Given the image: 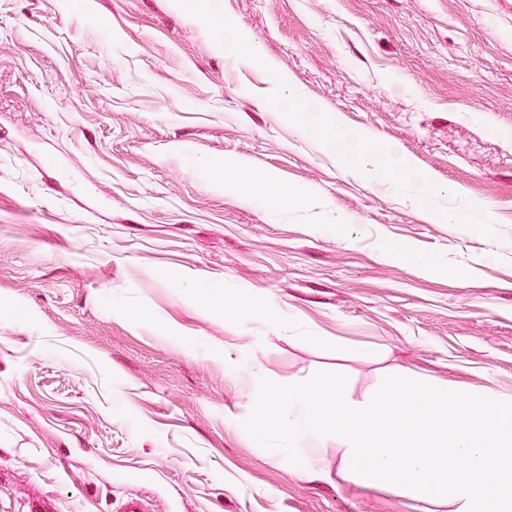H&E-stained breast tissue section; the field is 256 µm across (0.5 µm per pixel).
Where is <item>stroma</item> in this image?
I'll use <instances>...</instances> for the list:
<instances>
[{"label": "stroma", "mask_w": 512, "mask_h": 512, "mask_svg": "<svg viewBox=\"0 0 512 512\" xmlns=\"http://www.w3.org/2000/svg\"><path fill=\"white\" fill-rule=\"evenodd\" d=\"M280 77L400 166L337 162L265 97ZM236 158L299 199L217 187ZM471 211L489 223L448 221ZM242 294L283 318L248 319ZM246 351L280 384L345 374L358 401L388 375L512 397V9L0 0V512L33 492L55 512L136 492L157 512H429L345 481L335 439L325 479L253 441L252 385L224 366Z\"/></svg>", "instance_id": "35a3bbf8"}]
</instances>
